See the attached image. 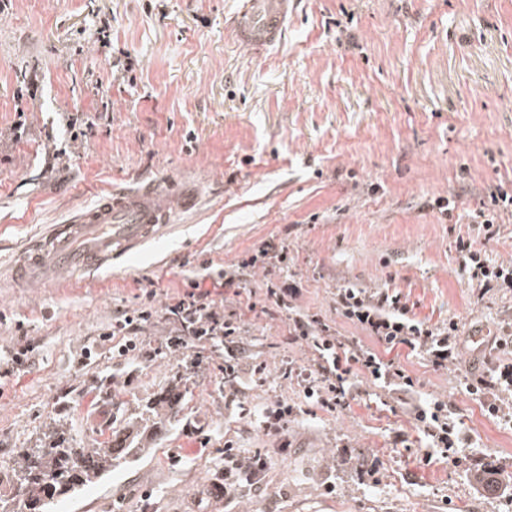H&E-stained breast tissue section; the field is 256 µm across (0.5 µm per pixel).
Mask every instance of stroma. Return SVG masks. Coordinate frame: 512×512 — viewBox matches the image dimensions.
<instances>
[{
  "instance_id": "obj_1",
  "label": "stroma",
  "mask_w": 512,
  "mask_h": 512,
  "mask_svg": "<svg viewBox=\"0 0 512 512\" xmlns=\"http://www.w3.org/2000/svg\"><path fill=\"white\" fill-rule=\"evenodd\" d=\"M236 8L0 0V270L43 226L112 188L182 178L201 191L111 269L24 288L0 279V494L52 427L75 448L107 441L175 384L181 397L150 448L55 512H512V428L465 387L502 358L470 336L512 323V288L470 282L455 244L512 262V212H499L489 242L470 217L490 188L512 192V0H297L281 45L260 56L232 41ZM71 112L91 121L85 137L72 139ZM439 197L454 199L452 216ZM270 238L287 247L289 270L244 269L247 287L261 302L269 281L293 278L297 306L339 340L366 338L336 312L344 287L395 291L410 316L463 326L448 368L399 351L418 398L462 418V464L416 461L412 417L371 381L356 384L349 410L307 412L312 352L286 341L282 315L241 313V363L265 365L261 384L225 386L212 342L168 348L166 305L190 282L212 288ZM147 301L157 314L136 351L113 358L101 333ZM27 344L24 363L9 364ZM281 401L298 415L284 433L265 431L262 411ZM228 440L267 459L261 477L225 474ZM226 478L230 497H213Z\"/></svg>"
}]
</instances>
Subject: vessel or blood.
I'll use <instances>...</instances> for the list:
<instances>
[{
  "label": "vessel or blood",
  "mask_w": 512,
  "mask_h": 512,
  "mask_svg": "<svg viewBox=\"0 0 512 512\" xmlns=\"http://www.w3.org/2000/svg\"><path fill=\"white\" fill-rule=\"evenodd\" d=\"M293 5L294 0H240L233 28L238 45L261 55L281 43ZM197 199L198 188L190 181L164 187L146 182L101 195L65 223L49 225L23 252L16 271L33 281L49 267L88 273L111 266Z\"/></svg>",
  "instance_id": "b4317fda"
}]
</instances>
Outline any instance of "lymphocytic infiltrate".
<instances>
[{
  "instance_id": "1",
  "label": "lymphocytic infiltrate",
  "mask_w": 512,
  "mask_h": 512,
  "mask_svg": "<svg viewBox=\"0 0 512 512\" xmlns=\"http://www.w3.org/2000/svg\"><path fill=\"white\" fill-rule=\"evenodd\" d=\"M456 250L470 281L485 289L512 288V264L488 262L473 241L461 237L456 240ZM298 295V288L292 284L270 287L265 292L267 300L288 322V342L301 341L313 350L318 377L305 391L312 406L329 413L347 410L355 380L359 375H367L395 394L421 427L428 442L422 462L428 464L440 458L460 462L467 439L455 414L445 401H417L415 380L400 361L390 355L391 350L405 347L421 354L434 369L447 368L456 355L462 332L459 323L451 320L433 327L416 321L409 317L406 303L397 294L381 292L371 296L359 288L339 289L337 313L383 344L385 350L380 353L363 345L342 343L322 317L296 309L294 302ZM155 314L152 305L141 304L133 313L123 314L113 322L111 329L101 333L100 338L115 341L117 357H124L136 347L133 334ZM167 316L174 324L167 341L170 349L185 347L190 337L220 340L224 347V382L232 388L241 384L245 378L241 376L236 352L241 328L235 313L226 312L223 306L210 299L208 292L195 287L168 306ZM511 388L512 362L495 364L472 377L467 385L468 393L476 397L486 416L509 425L512 424V402L506 401L503 393Z\"/></svg>"
}]
</instances>
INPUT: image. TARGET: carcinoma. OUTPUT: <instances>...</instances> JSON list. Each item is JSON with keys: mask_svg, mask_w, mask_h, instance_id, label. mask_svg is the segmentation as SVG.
<instances>
[{"mask_svg": "<svg viewBox=\"0 0 512 512\" xmlns=\"http://www.w3.org/2000/svg\"><path fill=\"white\" fill-rule=\"evenodd\" d=\"M172 405V396H161L150 408V416L131 422L132 432L122 445L98 448H72L58 437L40 448L21 454L12 467L18 493L12 500L24 504L28 512H51L58 497L75 493L86 484L129 462L141 447L135 438L143 437L162 423L160 410Z\"/></svg>", "mask_w": 512, "mask_h": 512, "instance_id": "carcinoma-1", "label": "carcinoma"}]
</instances>
